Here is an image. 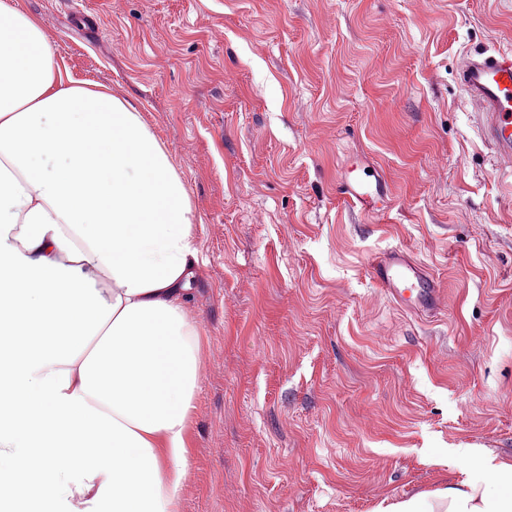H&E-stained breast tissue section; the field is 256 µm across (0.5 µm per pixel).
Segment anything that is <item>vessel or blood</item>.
I'll use <instances>...</instances> for the list:
<instances>
[{
	"instance_id": "1",
	"label": "vessel or blood",
	"mask_w": 512,
	"mask_h": 512,
	"mask_svg": "<svg viewBox=\"0 0 512 512\" xmlns=\"http://www.w3.org/2000/svg\"><path fill=\"white\" fill-rule=\"evenodd\" d=\"M458 78L480 117L483 140L512 175V47L487 49L463 59ZM384 180L356 176L341 179L339 192L352 206L371 213L386 196ZM372 279L398 305L409 311L433 312L443 303L427 269L412 256L394 250L371 260Z\"/></svg>"
}]
</instances>
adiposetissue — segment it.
<instances>
[{"instance_id": "1", "label": "adipose tissue", "mask_w": 512, "mask_h": 512, "mask_svg": "<svg viewBox=\"0 0 512 512\" xmlns=\"http://www.w3.org/2000/svg\"><path fill=\"white\" fill-rule=\"evenodd\" d=\"M194 209L141 113L0 0V512H180ZM375 512H512V463Z\"/></svg>"}]
</instances>
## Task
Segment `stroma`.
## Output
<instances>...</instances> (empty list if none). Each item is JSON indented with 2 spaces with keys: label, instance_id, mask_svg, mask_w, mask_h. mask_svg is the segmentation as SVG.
Instances as JSON below:
<instances>
[{
  "label": "stroma",
  "instance_id": "stroma-1",
  "mask_svg": "<svg viewBox=\"0 0 512 512\" xmlns=\"http://www.w3.org/2000/svg\"><path fill=\"white\" fill-rule=\"evenodd\" d=\"M65 75L129 100L200 245L181 512H374L454 449L512 462V182L457 80L512 0H16ZM387 179L368 214L345 158ZM399 249L445 304L371 279ZM386 182L381 178L367 180L356 176H345L339 184V193L353 207L371 213L386 197Z\"/></svg>",
  "mask_w": 512,
  "mask_h": 512
}]
</instances>
